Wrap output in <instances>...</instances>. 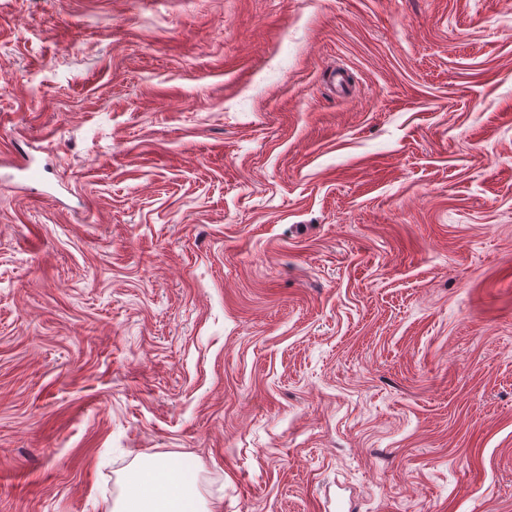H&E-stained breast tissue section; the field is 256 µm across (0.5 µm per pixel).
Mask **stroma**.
<instances>
[{
    "mask_svg": "<svg viewBox=\"0 0 512 512\" xmlns=\"http://www.w3.org/2000/svg\"><path fill=\"white\" fill-rule=\"evenodd\" d=\"M148 457L512 512V0H0V512Z\"/></svg>",
    "mask_w": 512,
    "mask_h": 512,
    "instance_id": "1",
    "label": "stroma"
}]
</instances>
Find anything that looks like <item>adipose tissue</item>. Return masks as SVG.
I'll list each match as a JSON object with an SVG mask.
<instances>
[{"label": "adipose tissue", "instance_id": "obj_1", "mask_svg": "<svg viewBox=\"0 0 512 512\" xmlns=\"http://www.w3.org/2000/svg\"><path fill=\"white\" fill-rule=\"evenodd\" d=\"M197 473L179 464L147 458L129 479L126 495L112 512H219L217 505L202 506L196 492Z\"/></svg>", "mask_w": 512, "mask_h": 512}]
</instances>
